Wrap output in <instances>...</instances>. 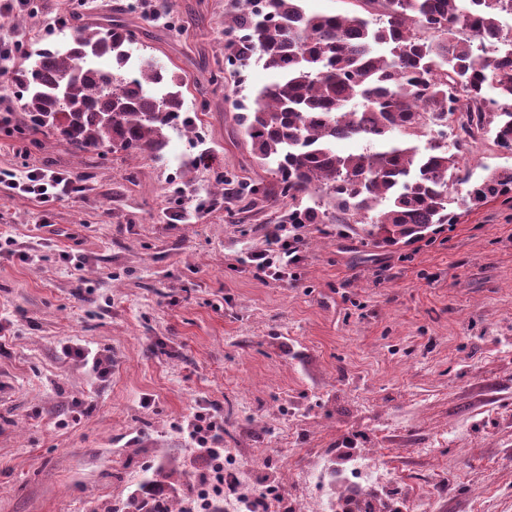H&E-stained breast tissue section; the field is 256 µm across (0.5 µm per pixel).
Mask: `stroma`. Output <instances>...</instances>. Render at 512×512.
Wrapping results in <instances>:
<instances>
[{
	"mask_svg": "<svg viewBox=\"0 0 512 512\" xmlns=\"http://www.w3.org/2000/svg\"><path fill=\"white\" fill-rule=\"evenodd\" d=\"M34 0L0 23L25 55L0 59V108L18 111L13 71L70 43L79 23L135 33L133 61L184 81L193 131L168 128L162 157L98 155L0 134V169L71 174L80 192L44 201L0 189V512H97L124 500L148 465L204 458L180 434L208 407L224 445L274 481L282 512L324 487L298 472L344 437L396 474L422 512H512V202L495 199L407 246L313 224L288 283L245 263L278 211L237 220L216 172L269 180L235 122L236 99L272 79L251 61L224 71V18L239 0ZM66 18L54 26L55 18ZM50 220L61 236L43 240ZM37 251L39 261L21 253ZM112 361L106 380L64 352Z\"/></svg>",
	"mask_w": 512,
	"mask_h": 512,
	"instance_id": "obj_1",
	"label": "stroma"
}]
</instances>
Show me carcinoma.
Wrapping results in <instances>:
<instances>
[{
	"label": "carcinoma",
	"mask_w": 512,
	"mask_h": 512,
	"mask_svg": "<svg viewBox=\"0 0 512 512\" xmlns=\"http://www.w3.org/2000/svg\"><path fill=\"white\" fill-rule=\"evenodd\" d=\"M227 20L237 33L225 61L263 63L275 80L253 106L234 102L255 162L275 181L235 185L239 212L288 205L287 224H366L376 244H412L457 210L512 195V171L470 181L461 148L486 138L512 152V53L489 56L493 39L512 43L501 19L512 0H346L339 14L309 13L303 0H243ZM135 43L119 23L77 32L65 50L45 48L12 77L27 126L80 151L163 155L166 129L181 119L179 83L145 61L119 74ZM112 118L111 126L103 117ZM382 142L372 152L339 155L340 139ZM426 140L424 149L418 142ZM327 193L334 210L317 202ZM186 465L167 460L143 477L128 512H173L165 490L184 485ZM356 512H383L363 493Z\"/></svg>",
	"instance_id": "carcinoma-1"
}]
</instances>
